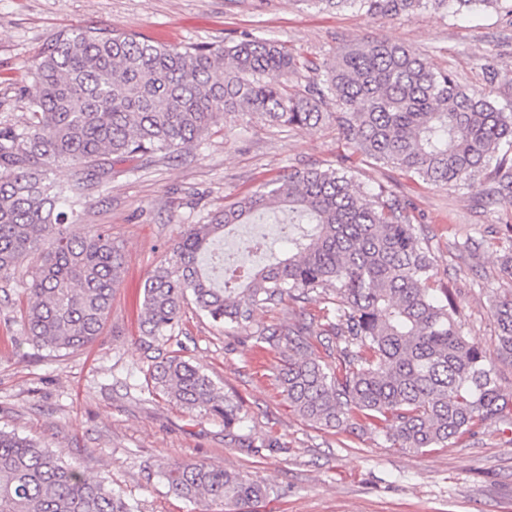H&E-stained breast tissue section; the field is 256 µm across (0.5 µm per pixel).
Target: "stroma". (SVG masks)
I'll return each instance as SVG.
<instances>
[{"label": "stroma", "mask_w": 512, "mask_h": 512, "mask_svg": "<svg viewBox=\"0 0 512 512\" xmlns=\"http://www.w3.org/2000/svg\"><path fill=\"white\" fill-rule=\"evenodd\" d=\"M111 26L185 47L231 46L248 34L320 59L342 45L386 39L477 86V63L492 55L503 73L494 95L512 105V20L492 10L392 20L303 0H0V123L23 125L29 67L56 33ZM330 164L346 167L363 189L382 184L410 203L441 280L455 292L463 333L481 343L503 393L512 395V362L496 354L488 302L489 289L512 288L501 273L512 201L363 162L332 124L288 130L220 118L181 157L113 163L90 190L76 230L108 231L123 258L111 313L93 346L69 354L32 345L21 318L32 267L0 278V430L61 451L105 480L133 512H219L208 500L170 492L164 471L175 462H206L261 482L270 495L254 512H512V439L497 423L450 448L403 453L370 429L337 433L291 411L278 379L280 357L254 336L295 321L301 310L318 311L323 299L316 294L302 305L287 300L257 311L247 328L215 323L185 305L173 334L240 405L245 420L233 434L221 416L152 393L139 346L141 286L184 225L206 223L213 211L291 170ZM269 437L279 447H263Z\"/></svg>", "instance_id": "obj_1"}]
</instances>
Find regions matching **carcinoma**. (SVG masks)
<instances>
[{
	"mask_svg": "<svg viewBox=\"0 0 512 512\" xmlns=\"http://www.w3.org/2000/svg\"><path fill=\"white\" fill-rule=\"evenodd\" d=\"M372 17L477 7L512 17V0H308ZM461 84L405 46L367 40L306 58L278 41L247 36L230 47H172L118 29L56 34L32 65L22 130L0 126V277L35 260L22 310L28 341L75 353L101 336L122 269L106 232L78 235L86 190L111 157L150 161L206 139L214 118L257 117L272 126L336 122L344 144L410 177L444 186L489 183L512 199V111L498 107L501 71ZM70 167L64 184L49 173ZM286 215L288 253L261 268L224 256L206 262L224 232ZM409 203L383 188L364 191L346 168L295 169L189 224L143 284L142 342L172 340L188 298L213 321L246 327L256 310L317 290L329 305L257 340L282 356L288 406L337 433L361 423L403 452L448 448L493 421L512 431L486 351L464 336L450 289L419 237ZM498 355L512 360V290L490 296ZM336 340V364L313 343ZM152 388L187 408L224 418L241 408L182 346L147 364ZM170 491L236 512L266 498L263 484L212 464L169 466ZM0 512H132L121 494L88 477L59 451L0 430Z\"/></svg>",
	"mask_w": 512,
	"mask_h": 512,
	"instance_id": "1",
	"label": "carcinoma"
}]
</instances>
